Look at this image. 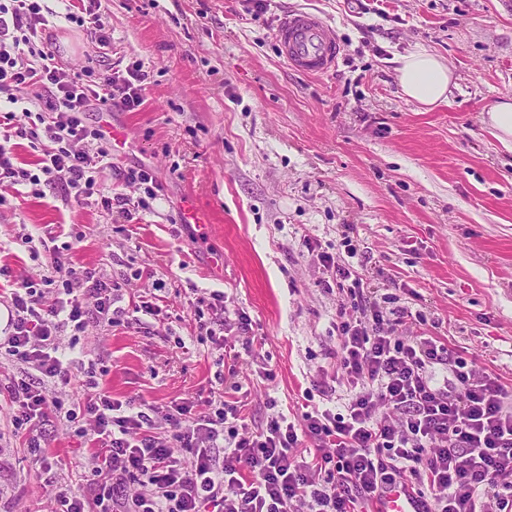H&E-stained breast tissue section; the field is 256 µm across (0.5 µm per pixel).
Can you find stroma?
I'll list each match as a JSON object with an SVG mask.
<instances>
[{
	"instance_id": "stroma-1",
	"label": "stroma",
	"mask_w": 512,
	"mask_h": 512,
	"mask_svg": "<svg viewBox=\"0 0 512 512\" xmlns=\"http://www.w3.org/2000/svg\"><path fill=\"white\" fill-rule=\"evenodd\" d=\"M296 9L333 26L335 69L308 76L281 58L274 29ZM112 35L58 18L62 61L97 72L141 65L142 103L116 108L128 144L101 181L134 200L129 215L0 185V295L48 272L45 242L116 284L119 323L76 334L66 405L88 370L142 411L208 397L233 376L250 427L323 409L334 386L342 299L321 254L356 252L368 302L408 310L403 336H436L512 392V153L484 124L512 97V0H101ZM455 76L446 103L401 92L394 59L418 47ZM143 165L158 199L126 185ZM194 199L210 224L191 243L180 221ZM224 294L241 357L223 359L201 325ZM161 315L138 312L141 302ZM19 366L0 348V512H46V481L79 490L92 444L49 423L41 455L12 424L6 387Z\"/></svg>"
}]
</instances>
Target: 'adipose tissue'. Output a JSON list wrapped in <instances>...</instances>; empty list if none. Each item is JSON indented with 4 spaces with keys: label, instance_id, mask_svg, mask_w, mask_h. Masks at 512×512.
Instances as JSON below:
<instances>
[{
    "label": "adipose tissue",
    "instance_id": "adipose-tissue-1",
    "mask_svg": "<svg viewBox=\"0 0 512 512\" xmlns=\"http://www.w3.org/2000/svg\"><path fill=\"white\" fill-rule=\"evenodd\" d=\"M396 71L403 95L426 106L445 102L454 80L449 66L423 48L400 56Z\"/></svg>",
    "mask_w": 512,
    "mask_h": 512
}]
</instances>
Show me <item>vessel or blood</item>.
<instances>
[{
  "mask_svg": "<svg viewBox=\"0 0 512 512\" xmlns=\"http://www.w3.org/2000/svg\"><path fill=\"white\" fill-rule=\"evenodd\" d=\"M281 54L288 66L305 74L334 69L341 49L333 29L318 15L296 11L281 17L277 25ZM373 512H423L420 500L403 485L388 488Z\"/></svg>",
  "mask_w": 512,
  "mask_h": 512,
  "instance_id": "b4317fda",
  "label": "vessel or blood"
}]
</instances>
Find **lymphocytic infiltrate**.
I'll return each instance as SVG.
<instances>
[{"instance_id":"lymphocytic-infiltrate-1","label":"lymphocytic infiltrate","mask_w":512,"mask_h":512,"mask_svg":"<svg viewBox=\"0 0 512 512\" xmlns=\"http://www.w3.org/2000/svg\"><path fill=\"white\" fill-rule=\"evenodd\" d=\"M52 14L47 0H0V98L8 105L0 112V185H25L37 195L58 187L80 202L124 209L127 197L102 189L105 133L86 114L139 106L145 75L64 68L48 33ZM14 137L40 144L37 170L15 164ZM321 260L348 297L337 308L336 377L349 391L344 413L275 417L253 429L237 405L200 412L187 400L161 415V439L145 412L99 387L65 408L60 394L71 378L63 328L112 324L118 313L111 283L51 249L53 299L43 301L33 281H17L4 340L23 368L9 393L28 447H39L49 420L91 419L90 477L82 492L54 491L50 512H357L405 482L424 512H512V395L438 339L397 336L377 305L349 319L363 279L343 256ZM445 364L450 385L436 378V366ZM307 440L316 445L309 458L297 453ZM177 448L182 457H174ZM137 481L143 492L127 497Z\"/></svg>"}]
</instances>
